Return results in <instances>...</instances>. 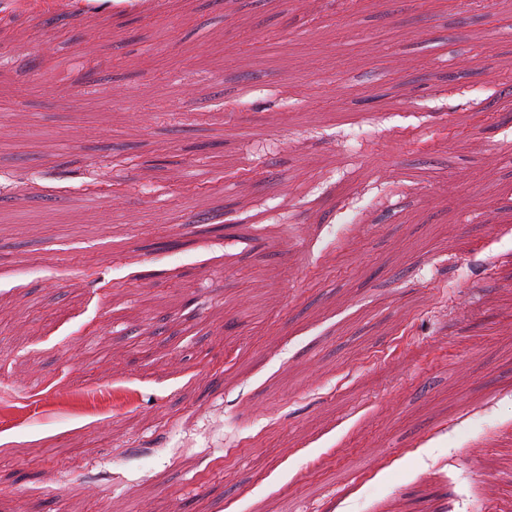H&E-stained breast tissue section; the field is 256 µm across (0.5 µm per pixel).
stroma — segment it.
I'll list each match as a JSON object with an SVG mask.
<instances>
[{
    "instance_id": "stroma-1",
    "label": "stroma",
    "mask_w": 512,
    "mask_h": 512,
    "mask_svg": "<svg viewBox=\"0 0 512 512\" xmlns=\"http://www.w3.org/2000/svg\"><path fill=\"white\" fill-rule=\"evenodd\" d=\"M0 12V512H502L512 0Z\"/></svg>"
}]
</instances>
